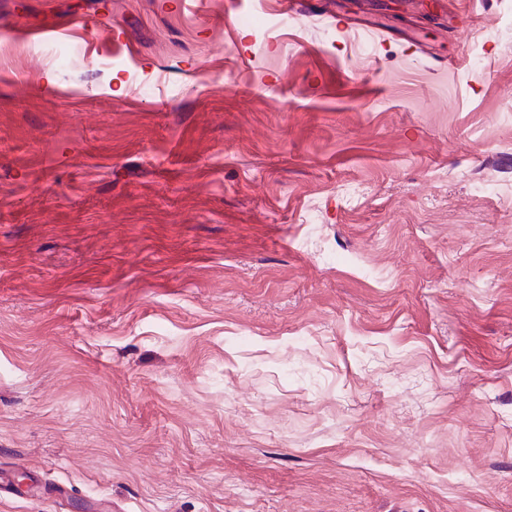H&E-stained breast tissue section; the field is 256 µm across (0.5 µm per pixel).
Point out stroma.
Segmentation results:
<instances>
[{
  "label": "stroma",
  "instance_id": "1",
  "mask_svg": "<svg viewBox=\"0 0 512 512\" xmlns=\"http://www.w3.org/2000/svg\"><path fill=\"white\" fill-rule=\"evenodd\" d=\"M322 2L0 0V512H512V0Z\"/></svg>",
  "mask_w": 512,
  "mask_h": 512
}]
</instances>
